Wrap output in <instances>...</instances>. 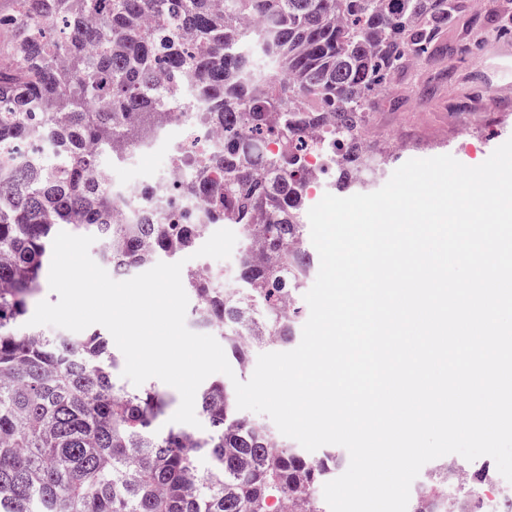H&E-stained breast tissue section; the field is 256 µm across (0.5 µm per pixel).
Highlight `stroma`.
I'll list each match as a JSON object with an SVG mask.
<instances>
[{
    "label": "stroma",
    "instance_id": "obj_1",
    "mask_svg": "<svg viewBox=\"0 0 512 512\" xmlns=\"http://www.w3.org/2000/svg\"><path fill=\"white\" fill-rule=\"evenodd\" d=\"M501 46L512 48V0H465L430 54L372 99L366 124L384 163L376 175L352 183L350 193L378 190L412 158L449 154L479 165L511 139L512 57L498 56ZM178 140L171 126L157 140L153 161L132 150L111 162L113 182L150 183Z\"/></svg>",
    "mask_w": 512,
    "mask_h": 512
}]
</instances>
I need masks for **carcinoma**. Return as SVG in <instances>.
Here are the masks:
<instances>
[{"mask_svg":"<svg viewBox=\"0 0 512 512\" xmlns=\"http://www.w3.org/2000/svg\"><path fill=\"white\" fill-rule=\"evenodd\" d=\"M0 14V150L42 124L55 154L0 153V512H326L320 485L341 457L312 459L241 415L231 387L195 400L205 433L154 432L169 405L118 383L119 355L98 333L72 341L23 328L42 288L55 229L100 242L125 271L174 260L199 225L169 224L136 205L112 223L119 196L102 156L139 149L172 121L171 84L224 144L195 163L183 194L243 238L240 287L184 272L195 312L218 328L240 367L286 344L310 257L302 214L313 175L312 128L337 141V182L369 174L378 155L361 130L368 100L427 54L460 0H12ZM211 467L199 472V454ZM489 467L457 483L434 470L413 512H478Z\"/></svg>","mask_w":512,"mask_h":512,"instance_id":"1","label":"carcinoma"}]
</instances>
